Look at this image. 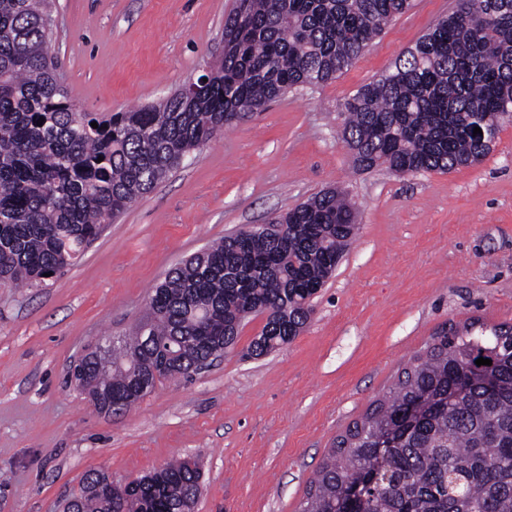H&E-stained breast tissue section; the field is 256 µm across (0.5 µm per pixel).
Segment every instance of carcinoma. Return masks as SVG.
<instances>
[{
	"mask_svg": "<svg viewBox=\"0 0 512 512\" xmlns=\"http://www.w3.org/2000/svg\"><path fill=\"white\" fill-rule=\"evenodd\" d=\"M51 0H0V286L41 285L74 261L103 226L190 155L270 101L338 78L412 0H235L224 55L191 97L124 112H77L50 52ZM464 22L440 18L381 78L344 103L343 136L363 171L447 172L481 161L512 111V0H458ZM42 125H37L40 118ZM97 123L94 128L91 123ZM103 161H98V157ZM358 231L345 194L328 189L265 225L227 235L155 288L135 336L83 360L74 378L97 409L96 387L119 397L153 378H190L266 315L248 355L291 343L312 301ZM483 357L492 365L475 364ZM429 403L418 421L412 406ZM91 470L76 512H192L197 463L180 458L135 486L97 493ZM512 512V327L443 329L399 371L388 392L328 449L298 512Z\"/></svg>",
	"mask_w": 512,
	"mask_h": 512,
	"instance_id": "obj_1",
	"label": "carcinoma"
}]
</instances>
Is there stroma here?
Wrapping results in <instances>:
<instances>
[{
    "instance_id": "1",
    "label": "stroma",
    "mask_w": 512,
    "mask_h": 512,
    "mask_svg": "<svg viewBox=\"0 0 512 512\" xmlns=\"http://www.w3.org/2000/svg\"><path fill=\"white\" fill-rule=\"evenodd\" d=\"M234 0H55L51 52L71 104L160 102L224 51ZM456 0H414L336 80L270 102L196 150L46 285L0 287V512H56L93 469L117 480L198 459L195 512H297L338 434L436 332L512 326V121L479 163L446 173L358 170L343 104ZM359 231L287 346L247 357L264 319L189 379L99 412L69 381L95 345L135 333L155 286L224 236L321 190Z\"/></svg>"
}]
</instances>
